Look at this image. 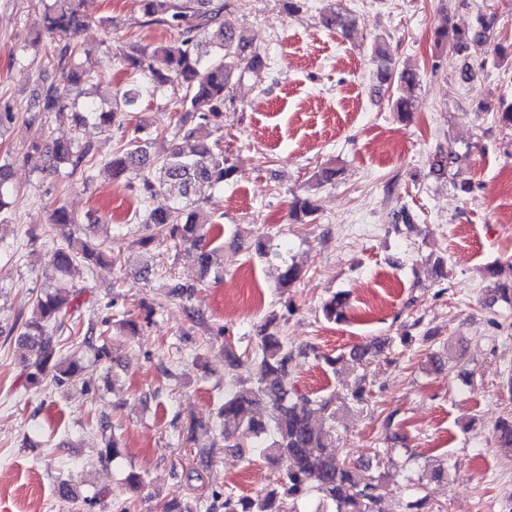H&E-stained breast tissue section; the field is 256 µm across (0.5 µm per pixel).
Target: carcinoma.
I'll return each mask as SVG.
<instances>
[{
	"label": "carcinoma",
	"instance_id": "cac0c4a2",
	"mask_svg": "<svg viewBox=\"0 0 512 512\" xmlns=\"http://www.w3.org/2000/svg\"><path fill=\"white\" fill-rule=\"evenodd\" d=\"M83 0H45L42 13L36 21L31 44L46 41L48 48L43 60L60 76L67 91L76 98L64 96L55 84L42 88L44 117H33L28 126L34 128L30 149L43 158L41 172L60 173L68 166V182L75 180L88 186L96 166L94 146L76 140L61 141L50 138L46 122L72 113L80 124H94L121 130V139L112 151L106 166L112 177L123 180L139 201L142 210L136 212L140 223L149 234L138 240V245L152 251L159 240H169L195 254L201 275L211 272L216 248L213 239L222 233L205 213L202 203L206 191L224 187L234 174L224 157V106L233 100L234 86L242 74L268 66L265 52L252 46L242 33L224 26V11L231 7L227 0H143L145 24L158 25L177 34L164 46L151 48L132 46L120 53L123 65L137 81L153 90L172 86L181 91L178 100L194 118L188 125L181 119L174 122L170 142L153 151L147 124L134 115L130 107L136 94L130 90L116 93L107 110L97 109L93 103L79 105L77 98L84 94L83 86L91 77V68L83 60L78 34L86 26L82 10ZM321 23L328 29L345 30L348 17L332 3L321 12ZM489 23L480 19V30L456 29L448 38V29L435 33L436 44L461 52L485 42ZM373 56L380 62L377 71L379 86L396 82L402 93L394 100V111L401 117L413 112L411 93L419 85L416 70L391 67L392 57L386 44L378 42ZM193 142L189 149L183 142ZM12 163L0 158V224L8 223L3 215L7 208L5 197L10 192ZM165 192L171 204L151 209L149 200ZM318 206L309 197H293L289 216L298 224H311ZM75 218L64 204L51 214V229L60 231L65 243L55 248L53 269L57 286L52 293L36 297L33 316L22 324L18 345L24 351L26 380L40 384L44 378L59 386L82 380L86 366L77 359L56 357L53 335L67 327L75 308L71 307V288L74 276L83 269L101 263L112 255L101 243L91 239L80 240L66 232ZM301 278L295 265L279 269L278 287L288 291ZM346 297L336 294L323 305V313L330 321L345 319ZM273 320L257 329L255 356L260 358L262 373L255 382L237 379L224 393V403L208 424L224 446L235 448L245 459L259 451L269 458H285L291 466L282 473L275 486L254 498L237 497L232 493L212 494L215 509L224 512H303L300 504L309 500L311 493L319 495L312 512H380V478L365 476L358 468L336 456V434L333 428L318 423L319 418L336 419L334 398L316 397L298 389L293 382L295 352L284 337L270 330ZM81 345L94 354V362L104 363L109 358L105 331L88 323ZM390 342L378 339L372 344L351 351V357L363 362L368 356H378L389 348ZM225 358L230 370L236 371L248 360V354L237 353L229 343L224 344ZM253 435L254 441L244 443L240 430ZM498 447L512 453V417L501 418L493 429ZM100 458L114 460L122 454L121 443L115 434L104 435ZM448 478V468H437L421 474L418 481L408 485L407 512H422L428 498L418 496L424 480L441 481Z\"/></svg>",
	"mask_w": 512,
	"mask_h": 512
}]
</instances>
